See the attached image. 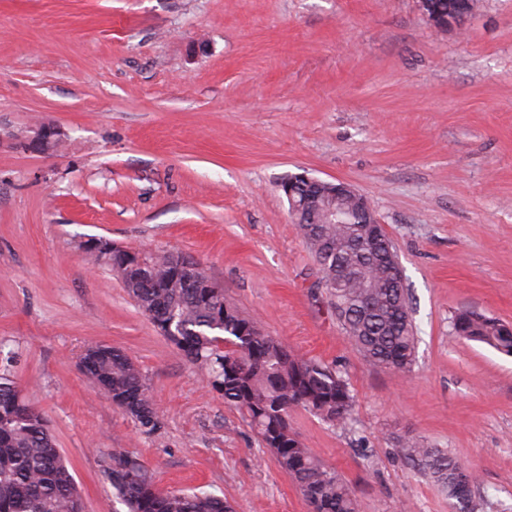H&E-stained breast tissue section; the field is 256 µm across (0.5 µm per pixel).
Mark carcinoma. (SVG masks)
Masks as SVG:
<instances>
[{"label":"carcinoma","instance_id":"cac0c4a2","mask_svg":"<svg viewBox=\"0 0 512 512\" xmlns=\"http://www.w3.org/2000/svg\"><path fill=\"white\" fill-rule=\"evenodd\" d=\"M363 217L342 204L336 223L325 227L331 248L320 251L308 234L307 247L321 273L320 284L349 342L368 363L406 375L415 362V328L407 288H392L388 268L397 252L384 241L361 246L349 241ZM93 262L121 277L123 288L157 328L171 324L168 337L198 364L206 385L241 409L281 470L293 478L313 512H360L359 501L341 476L326 467L296 437L290 410L301 407L330 426L345 430L354 411L348 382L334 368L306 359L261 333L253 319L224 300L222 288H187L166 255L150 260L136 282L122 278V252L109 258L86 251ZM365 279L369 288L359 287ZM453 334L512 355V330L496 318L458 312ZM83 376L104 388L110 400L141 433L160 421L142 374L118 348L97 358ZM399 460L442 488L454 512H479L477 477L448 452L408 436L398 440ZM105 475L113 512H233L223 497L207 491L163 490L153 472L125 448L107 453ZM75 478L48 431L43 412L22 394L8 366L0 370V512H76Z\"/></svg>","mask_w":512,"mask_h":512}]
</instances>
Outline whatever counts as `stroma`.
<instances>
[{"label":"stroma","instance_id":"1","mask_svg":"<svg viewBox=\"0 0 512 512\" xmlns=\"http://www.w3.org/2000/svg\"><path fill=\"white\" fill-rule=\"evenodd\" d=\"M60 148L32 150L40 126ZM304 173L367 196L403 267L412 371L365 362L328 306L280 183ZM95 236L193 255L225 299L355 400L350 431L290 413L360 512H453L394 454L413 436L512 512V356L452 336L473 310L512 324V0L461 29L419 0H0V351L44 413L84 512H112L101 459L128 448L160 488L235 512H312L244 413L205 388ZM122 349L160 428L134 423L77 368Z\"/></svg>","mask_w":512,"mask_h":512}]
</instances>
